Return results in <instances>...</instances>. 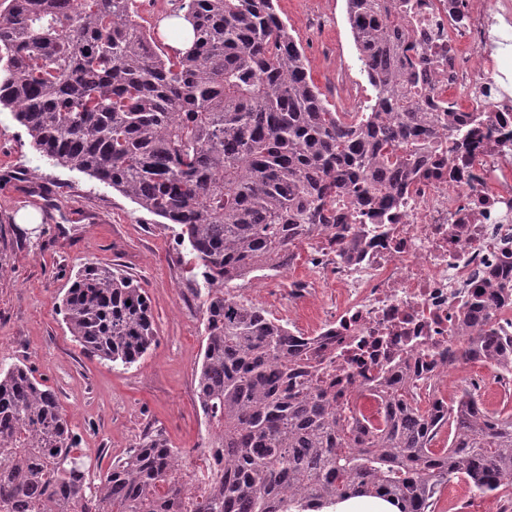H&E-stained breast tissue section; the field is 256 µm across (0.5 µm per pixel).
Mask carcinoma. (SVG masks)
Returning a JSON list of instances; mask_svg holds the SVG:
<instances>
[{"label": "carcinoma", "instance_id": "cac0c4a2", "mask_svg": "<svg viewBox=\"0 0 512 512\" xmlns=\"http://www.w3.org/2000/svg\"><path fill=\"white\" fill-rule=\"evenodd\" d=\"M170 2L168 17L192 26L184 52L157 43L135 0H0V108L54 164L179 227L205 306L196 400L208 447L224 449L195 512H322L356 494L436 512L455 479L475 496L512 488V411L489 415L471 394L423 410L411 398L422 378L398 369L379 379L383 426L366 431L318 354L226 291L336 229L345 198L390 202L427 158L419 142L441 138L413 105L418 52L398 24L408 0H346L372 89L355 113L321 98L274 0ZM507 296L492 288L467 313L457 361L512 370V337L491 326ZM60 313L85 354L115 366L158 341L145 290L109 267L82 265ZM77 449L45 380L0 368V499L23 512H177L178 452L162 434L94 477Z\"/></svg>", "mask_w": 512, "mask_h": 512}]
</instances>
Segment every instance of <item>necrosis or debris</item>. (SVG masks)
<instances>
[{
  "mask_svg": "<svg viewBox=\"0 0 512 512\" xmlns=\"http://www.w3.org/2000/svg\"><path fill=\"white\" fill-rule=\"evenodd\" d=\"M402 22L423 58L420 111L460 112L477 100L488 116L453 130L466 154L438 142L399 204L368 218L345 202L357 245L308 243L311 284L288 285L289 336L324 347L323 369L350 383L352 415L365 429L384 420L374 388L382 372L404 364L444 391L464 315L489 280L512 288V0H411ZM326 284L334 303L314 323L301 321L300 308ZM216 464L205 448L175 467L186 501L202 494Z\"/></svg>",
  "mask_w": 512,
  "mask_h": 512,
  "instance_id": "4bbe7bcc",
  "label": "necrosis or debris"
}]
</instances>
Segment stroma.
I'll list each match as a JSON object with an SVG mask.
<instances>
[{"label": "stroma", "mask_w": 512, "mask_h": 512, "mask_svg": "<svg viewBox=\"0 0 512 512\" xmlns=\"http://www.w3.org/2000/svg\"><path fill=\"white\" fill-rule=\"evenodd\" d=\"M276 9L330 108L358 111L371 88L345 0H277ZM26 208L39 214L40 224L16 223ZM84 262L122 269L150 298L159 342L128 368L84 355L62 322L59 296L74 265ZM190 266L172 225L112 187L53 165L31 146L13 113L0 111V365H26L56 391L91 472L106 471L148 426L183 460L208 443L195 398L203 307ZM309 274L299 256L283 273L251 275L231 292L269 311L284 298L289 279ZM507 505L498 495L472 498L453 481L436 512H503Z\"/></svg>", "instance_id": "1"}]
</instances>
